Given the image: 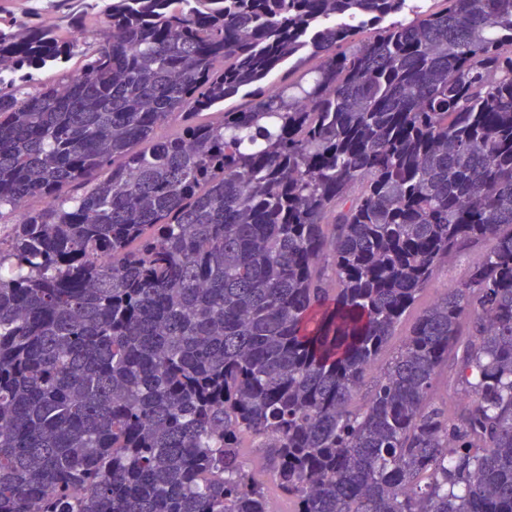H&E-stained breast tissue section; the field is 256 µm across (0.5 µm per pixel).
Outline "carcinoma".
Returning <instances> with one entry per match:
<instances>
[{
	"mask_svg": "<svg viewBox=\"0 0 512 512\" xmlns=\"http://www.w3.org/2000/svg\"><path fill=\"white\" fill-rule=\"evenodd\" d=\"M406 2L0 19V512H512V0ZM466 270V264L462 262H457L450 264L448 267L441 268L435 276V279L432 285L424 292V298L426 300H431L437 295V288H435L436 284L439 282L451 280L456 281L461 279Z\"/></svg>",
	"mask_w": 512,
	"mask_h": 512,
	"instance_id": "cac0c4a2",
	"label": "carcinoma"
}]
</instances>
